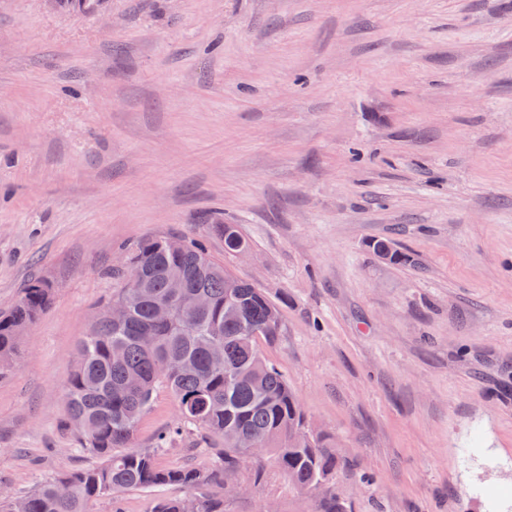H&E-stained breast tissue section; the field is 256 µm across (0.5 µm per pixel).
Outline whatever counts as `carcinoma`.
I'll return each instance as SVG.
<instances>
[{"label":"carcinoma","mask_w":512,"mask_h":512,"mask_svg":"<svg viewBox=\"0 0 512 512\" xmlns=\"http://www.w3.org/2000/svg\"><path fill=\"white\" fill-rule=\"evenodd\" d=\"M223 232L224 252L249 248L237 225L225 224ZM166 241L148 238L129 252L128 266L141 271V283L133 287L126 279L112 296L128 305L129 319L112 323L104 305L79 340L67 380L65 424L79 449L101 457L102 465L66 473L72 486L67 499L58 497L53 477L26 496L1 499L0 512H89V503L102 496L171 486L190 496H159L152 512H187L191 500L196 512H224V472L237 468L246 452L230 447L236 433L262 439L276 472L291 477L297 491L321 496L317 512H349L336 494L341 464L332 438L306 433L305 415L286 376L260 350L261 342L280 333L279 308L201 245L187 241L176 255ZM369 248L392 264L408 262L388 240H373ZM175 276L183 287H170ZM197 290L209 296L204 310L192 307L190 296ZM51 294L46 282L33 281L12 309L0 312V362L14 352L21 329L48 308ZM158 303L171 307L167 324L154 320ZM217 348L224 355L221 367L212 361ZM163 362L170 369L160 377L156 366ZM162 391L174 397L179 418L173 430L156 437L155 448L168 447L180 433L202 431L224 441L209 469L162 468L154 452L131 446L139 419Z\"/></svg>","instance_id":"cac0c4a2"}]
</instances>
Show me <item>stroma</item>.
Masks as SVG:
<instances>
[{
    "label": "stroma",
    "mask_w": 512,
    "mask_h": 512,
    "mask_svg": "<svg viewBox=\"0 0 512 512\" xmlns=\"http://www.w3.org/2000/svg\"><path fill=\"white\" fill-rule=\"evenodd\" d=\"M156 237L277 304L260 348L352 512L512 494V0H0V312L53 289L0 370V491L100 466L61 426L65 381ZM176 418L159 393L134 447ZM269 499L313 509L277 479L226 510ZM224 232V252L228 254H236L238 251L242 249L249 250V242L248 240L241 234L237 225L234 224H224L223 225ZM248 250H243L239 252L237 255L245 256Z\"/></svg>",
    "instance_id": "obj_1"
}]
</instances>
